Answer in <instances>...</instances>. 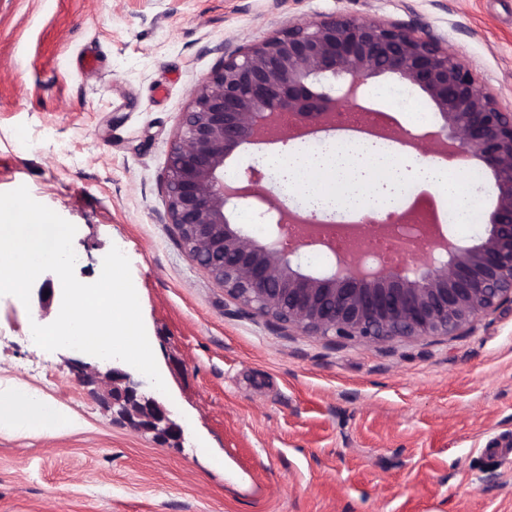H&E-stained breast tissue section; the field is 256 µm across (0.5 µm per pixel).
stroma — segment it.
Returning <instances> with one entry per match:
<instances>
[{"mask_svg": "<svg viewBox=\"0 0 512 512\" xmlns=\"http://www.w3.org/2000/svg\"><path fill=\"white\" fill-rule=\"evenodd\" d=\"M424 24L512 107V0H0V192L26 186L77 228L75 276L128 257L148 339L184 429L176 446L115 422L31 343L61 296H0V396L33 392L71 425L0 426V512H512V308L448 337L372 346L245 313L165 223L163 180L191 89L225 52L326 14ZM394 81L363 101L393 127L438 116ZM297 142L252 143L225 178ZM47 365L40 388L32 370Z\"/></svg>", "mask_w": 512, "mask_h": 512, "instance_id": "obj_1", "label": "stroma"}]
</instances>
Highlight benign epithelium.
Instances as JSON below:
<instances>
[{
	"mask_svg": "<svg viewBox=\"0 0 512 512\" xmlns=\"http://www.w3.org/2000/svg\"><path fill=\"white\" fill-rule=\"evenodd\" d=\"M391 76L422 92L440 124L391 140L421 151L442 145L448 158L475 160L495 198L485 233L451 241L429 231L426 252L410 262H373V238L334 257L322 272L299 263L325 250L320 212L288 209L261 188L267 174L246 167L224 180L227 160L260 136L286 142L339 123L371 78ZM167 223L209 277L248 313L305 336L397 339L448 337L504 305L512 306V112L473 68L425 25L334 13L290 25L235 49L192 90L171 147L165 180ZM256 199L268 229L260 237L234 222L227 205ZM112 410L133 430L177 441L182 427L131 376L110 365L100 376Z\"/></svg>",
	"mask_w": 512,
	"mask_h": 512,
	"instance_id": "1",
	"label": "benign epithelium"
}]
</instances>
